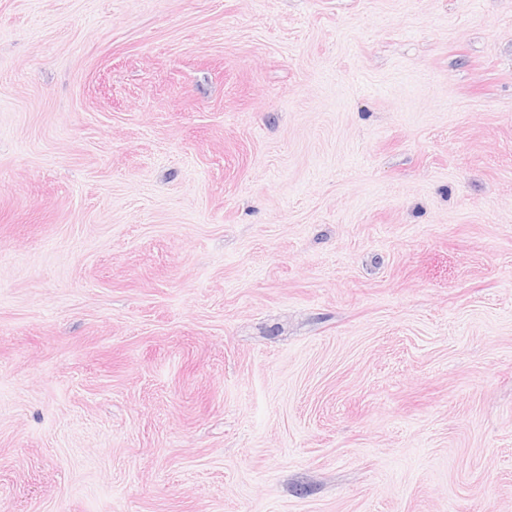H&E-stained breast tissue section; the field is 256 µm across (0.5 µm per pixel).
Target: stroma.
I'll return each instance as SVG.
<instances>
[{
  "mask_svg": "<svg viewBox=\"0 0 512 512\" xmlns=\"http://www.w3.org/2000/svg\"><path fill=\"white\" fill-rule=\"evenodd\" d=\"M0 512H512V0H0Z\"/></svg>",
  "mask_w": 512,
  "mask_h": 512,
  "instance_id": "obj_1",
  "label": "stroma"
}]
</instances>
